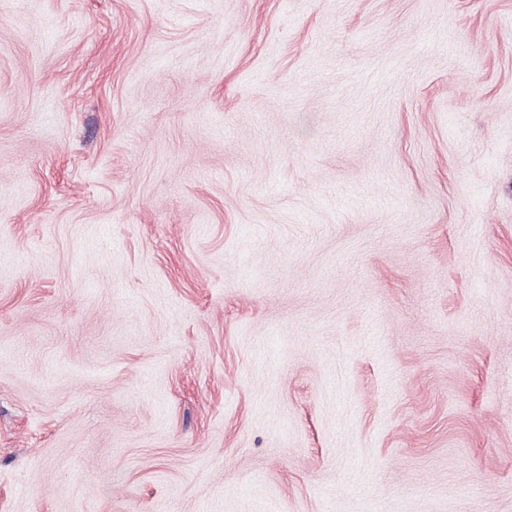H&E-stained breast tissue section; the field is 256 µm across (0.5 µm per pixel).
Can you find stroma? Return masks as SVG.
Returning a JSON list of instances; mask_svg holds the SVG:
<instances>
[{"mask_svg": "<svg viewBox=\"0 0 512 512\" xmlns=\"http://www.w3.org/2000/svg\"><path fill=\"white\" fill-rule=\"evenodd\" d=\"M0 512H512V0H0Z\"/></svg>", "mask_w": 512, "mask_h": 512, "instance_id": "obj_1", "label": "stroma"}]
</instances>
